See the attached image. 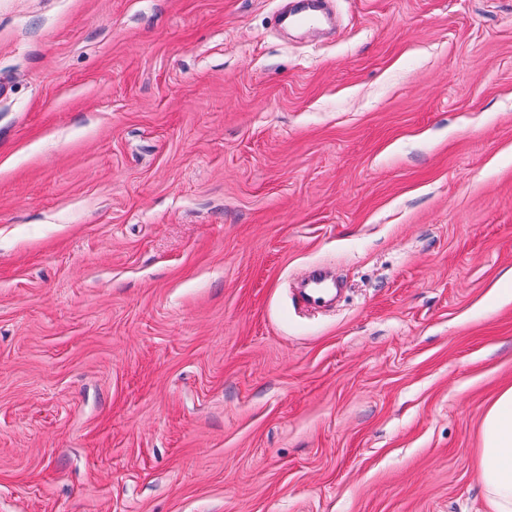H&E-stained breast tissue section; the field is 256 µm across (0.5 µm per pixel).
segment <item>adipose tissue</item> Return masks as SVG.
<instances>
[{
  "instance_id": "adipose-tissue-1",
  "label": "adipose tissue",
  "mask_w": 512,
  "mask_h": 512,
  "mask_svg": "<svg viewBox=\"0 0 512 512\" xmlns=\"http://www.w3.org/2000/svg\"><path fill=\"white\" fill-rule=\"evenodd\" d=\"M479 456L492 512H512V386L502 390L485 413Z\"/></svg>"
}]
</instances>
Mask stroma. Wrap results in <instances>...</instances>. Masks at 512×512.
<instances>
[{"mask_svg":"<svg viewBox=\"0 0 512 512\" xmlns=\"http://www.w3.org/2000/svg\"><path fill=\"white\" fill-rule=\"evenodd\" d=\"M283 4L0 0V512H489L512 0Z\"/></svg>","mask_w":512,"mask_h":512,"instance_id":"stroma-1","label":"stroma"}]
</instances>
